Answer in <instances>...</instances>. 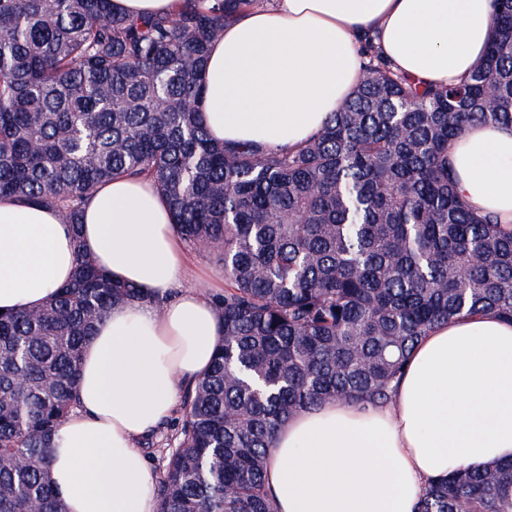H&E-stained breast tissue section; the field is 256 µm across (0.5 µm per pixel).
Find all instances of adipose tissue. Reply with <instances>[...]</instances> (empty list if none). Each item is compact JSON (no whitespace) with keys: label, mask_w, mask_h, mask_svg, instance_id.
<instances>
[{"label":"adipose tissue","mask_w":512,"mask_h":512,"mask_svg":"<svg viewBox=\"0 0 512 512\" xmlns=\"http://www.w3.org/2000/svg\"><path fill=\"white\" fill-rule=\"evenodd\" d=\"M493 0H263L211 43L204 121L218 142L293 148L350 96L372 38L394 69L447 85L487 49ZM458 194L512 225V127L474 124L448 147ZM162 305L112 306L86 344L79 409L53 438L67 512H155L157 475L136 447L210 367L211 303L181 290L191 259L162 194L116 178L78 231L49 207L0 198V310L35 308L70 281L77 252ZM512 461V323L493 312L438 324L415 345L393 401L333 400L286 420L266 469L276 512H414L432 480Z\"/></svg>","instance_id":"obj_1"}]
</instances>
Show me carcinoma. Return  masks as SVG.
I'll return each instance as SVG.
<instances>
[{
	"label": "carcinoma",
	"mask_w": 512,
	"mask_h": 512,
	"mask_svg": "<svg viewBox=\"0 0 512 512\" xmlns=\"http://www.w3.org/2000/svg\"><path fill=\"white\" fill-rule=\"evenodd\" d=\"M252 2L131 18L112 0H0V196L75 231L103 185L147 178L183 241L224 267V334L186 391L157 512H274L264 475L289 417L391 402L441 322H512V226L463 200L448 162L469 125L512 126V0H494L488 51L463 80L419 86L370 53L292 149L217 143L203 121L210 43ZM154 302L80 252L45 304L0 313V512H66L49 448L77 409L85 344L112 306ZM415 512H512V463L431 481Z\"/></svg>",
	"instance_id": "obj_1"
}]
</instances>
